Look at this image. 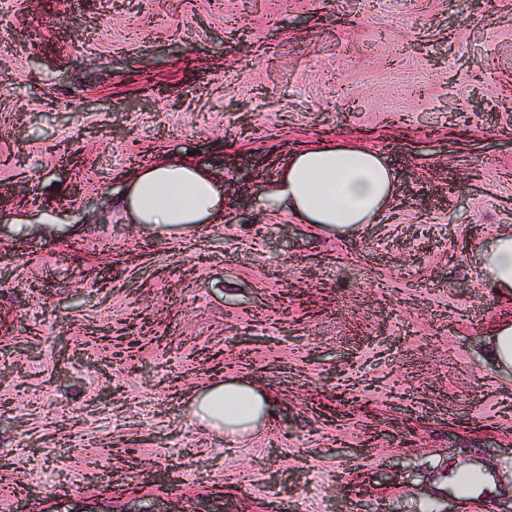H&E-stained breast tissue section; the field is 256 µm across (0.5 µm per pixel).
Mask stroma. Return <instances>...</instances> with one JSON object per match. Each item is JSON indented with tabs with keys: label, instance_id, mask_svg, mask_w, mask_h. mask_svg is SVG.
I'll list each match as a JSON object with an SVG mask.
<instances>
[{
	"label": "stroma",
	"instance_id": "35a3bbf8",
	"mask_svg": "<svg viewBox=\"0 0 512 512\" xmlns=\"http://www.w3.org/2000/svg\"><path fill=\"white\" fill-rule=\"evenodd\" d=\"M320 135L396 177L345 237L257 195ZM163 154L224 223L120 213ZM506 228L512 0H0V512H512ZM484 280L495 288L512 291V233H501L484 251L481 265ZM488 357L500 366L512 365V326L505 325L494 333ZM235 400L242 404L237 410H228L224 404ZM191 413L214 431L225 436H242L255 429L270 404L269 397L251 386L226 382L208 387L194 395Z\"/></svg>",
	"mask_w": 512,
	"mask_h": 512
}]
</instances>
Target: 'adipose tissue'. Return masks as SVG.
I'll return each instance as SVG.
<instances>
[{
  "label": "adipose tissue",
  "instance_id": "adipose-tissue-1",
  "mask_svg": "<svg viewBox=\"0 0 512 512\" xmlns=\"http://www.w3.org/2000/svg\"><path fill=\"white\" fill-rule=\"evenodd\" d=\"M118 206L136 224L165 238L224 220V189L193 162L162 157L125 181ZM394 173L383 156L361 146L333 141L292 152L277 177L263 185L264 197L326 231L356 232L388 205ZM484 280L512 291V233L496 236L484 251ZM270 400L253 387L226 382L191 399V413L214 431L242 436L255 429Z\"/></svg>",
  "mask_w": 512,
  "mask_h": 512
}]
</instances>
